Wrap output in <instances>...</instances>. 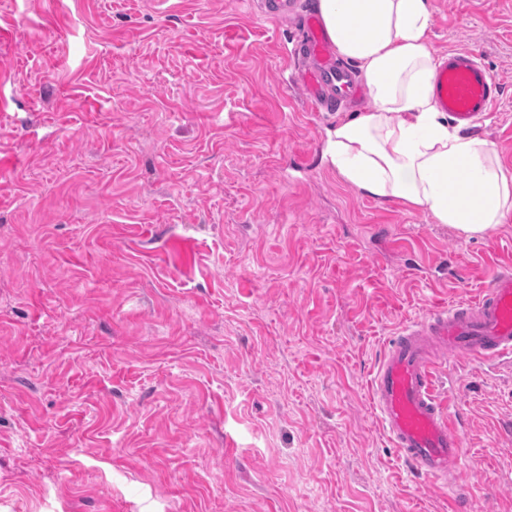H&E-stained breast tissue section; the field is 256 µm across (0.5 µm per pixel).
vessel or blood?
Segmentation results:
<instances>
[{"instance_id":"obj_1","label":"vessel or blood","mask_w":512,"mask_h":512,"mask_svg":"<svg viewBox=\"0 0 512 512\" xmlns=\"http://www.w3.org/2000/svg\"><path fill=\"white\" fill-rule=\"evenodd\" d=\"M299 55L308 67L300 77L316 112H333L362 97L352 69L337 63L318 13L306 11ZM432 80L440 111L472 128L503 95V85L470 51L441 54ZM512 367V269L496 270L477 297L436 306L408 322L387 344L371 380V401L400 457L422 479L447 485L451 512H472L468 456L453 410L438 388L441 359Z\"/></svg>"}]
</instances>
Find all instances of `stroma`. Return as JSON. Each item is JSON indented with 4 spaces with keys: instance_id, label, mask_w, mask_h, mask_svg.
I'll use <instances>...</instances> for the list:
<instances>
[{
    "instance_id": "obj_1",
    "label": "stroma",
    "mask_w": 512,
    "mask_h": 512,
    "mask_svg": "<svg viewBox=\"0 0 512 512\" xmlns=\"http://www.w3.org/2000/svg\"><path fill=\"white\" fill-rule=\"evenodd\" d=\"M505 85L512 0H429ZM297 16L0 0V512H448L371 404L389 338L512 267L324 165ZM474 512H512V369L453 363Z\"/></svg>"
}]
</instances>
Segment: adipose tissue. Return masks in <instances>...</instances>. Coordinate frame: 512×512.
<instances>
[{
  "mask_svg": "<svg viewBox=\"0 0 512 512\" xmlns=\"http://www.w3.org/2000/svg\"><path fill=\"white\" fill-rule=\"evenodd\" d=\"M316 9L373 101L326 128L322 162L364 194L468 237L511 219L512 170L493 142L449 127L433 101L428 0H317Z\"/></svg>",
  "mask_w": 512,
  "mask_h": 512,
  "instance_id": "adipose-tissue-1",
  "label": "adipose tissue"
}]
</instances>
